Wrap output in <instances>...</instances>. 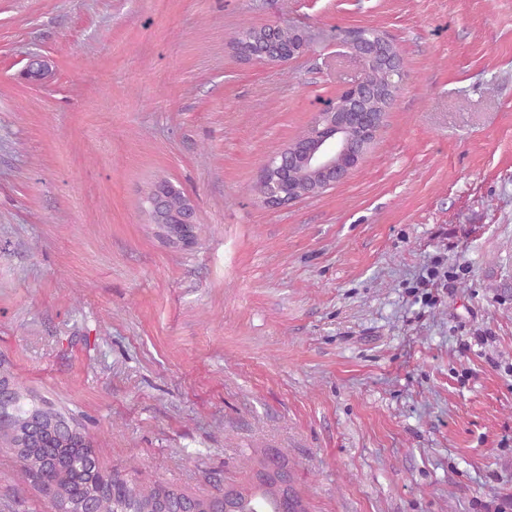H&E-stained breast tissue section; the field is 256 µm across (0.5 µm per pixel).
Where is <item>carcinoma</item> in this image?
Masks as SVG:
<instances>
[{"mask_svg": "<svg viewBox=\"0 0 512 512\" xmlns=\"http://www.w3.org/2000/svg\"><path fill=\"white\" fill-rule=\"evenodd\" d=\"M267 38L269 30L249 27L232 44L241 57L247 53L257 55ZM365 82L376 96L364 97L361 103L373 111L391 106L400 90L399 79L388 76L375 62L368 66ZM314 134L311 127L284 148L293 171L289 190L294 193L310 187L311 174L296 148L312 142ZM185 200L180 189L168 190L166 210L170 218L181 214ZM14 386V395L0 401V407L13 417L12 425L0 430V441L38 489H43L45 483L53 486L55 512H84L91 505L97 512H153L162 502L183 512H211L221 502L218 495L193 496L173 485L156 482L148 485L124 479L114 486L113 476L100 470L94 448L81 447L87 437L84 427L27 387L17 382ZM271 464L288 472L284 457L261 456L255 459V472L249 483L226 488L231 495L227 505L233 512H275L280 508L276 481L267 473Z\"/></svg>", "mask_w": 512, "mask_h": 512, "instance_id": "cac0c4a2", "label": "carcinoma"}]
</instances>
